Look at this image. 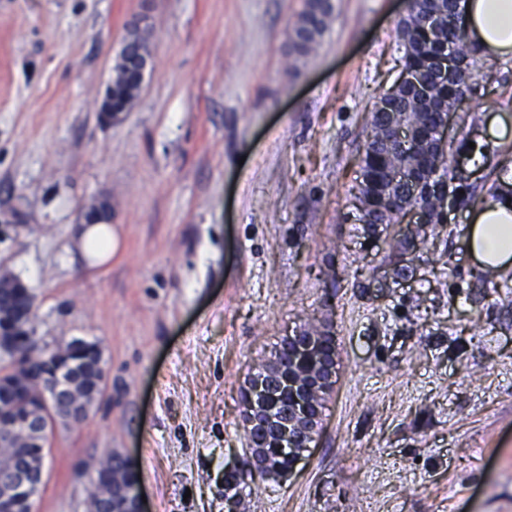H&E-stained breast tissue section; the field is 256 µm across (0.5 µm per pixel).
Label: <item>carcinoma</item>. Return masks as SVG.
<instances>
[{
  "mask_svg": "<svg viewBox=\"0 0 512 512\" xmlns=\"http://www.w3.org/2000/svg\"><path fill=\"white\" fill-rule=\"evenodd\" d=\"M331 17V0H304L289 35L293 68L306 62ZM397 34L404 51V66L414 70L420 81L383 94L371 110L370 134L361 158V180L355 195L360 221L370 229L377 224L401 223L406 207L412 205L425 210L427 223L441 224L445 220V196L470 189V175L453 165L448 148L432 135L438 115L457 109L463 99L457 83L448 78L444 61L464 62L471 67L477 54L462 29L458 0H410ZM396 125L423 131L427 136L402 146L390 140L391 127ZM397 170L414 174L415 183L389 182L388 174ZM418 236L412 229L399 231L388 241V256H402L407 240ZM15 353L16 347L0 344V428L22 416L40 421L38 441L23 442L13 449L15 467L39 473L44 470L56 426H70L75 416L67 404L44 388L33 387L26 392L17 388L20 370ZM291 368H298V359L286 350L278 360L269 359L261 366L268 379L270 404L283 413L288 412L291 403L281 385ZM79 373L90 391L105 385L103 357L88 359ZM299 451L298 447L292 450L267 446L261 449L260 456L269 467L277 468L288 464ZM137 481L138 472L133 464H112V512H132L129 489Z\"/></svg>",
  "mask_w": 512,
  "mask_h": 512,
  "instance_id": "1",
  "label": "carcinoma"
}]
</instances>
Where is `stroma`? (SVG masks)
<instances>
[{
    "label": "stroma",
    "instance_id": "stroma-1",
    "mask_svg": "<svg viewBox=\"0 0 512 512\" xmlns=\"http://www.w3.org/2000/svg\"><path fill=\"white\" fill-rule=\"evenodd\" d=\"M299 71L304 0H0V262L34 291L37 335L98 341L104 397L56 427L36 512H87L84 473L131 456L148 512H224L248 446L241 388L287 331L327 320L341 360L324 430L242 512H512V267L465 245L453 208L431 250L385 260L353 205L370 110L403 68L404 0H331ZM154 68L98 121L130 22ZM452 127L512 114V59L476 57ZM112 203L104 265L75 251ZM330 0H305L303 9L298 13L291 26L290 54L293 57V69L304 64L327 30L332 17Z\"/></svg>",
    "mask_w": 512,
    "mask_h": 512
}]
</instances>
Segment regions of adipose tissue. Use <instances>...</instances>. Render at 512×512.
Returning <instances> with one entry per match:
<instances>
[{"mask_svg":"<svg viewBox=\"0 0 512 512\" xmlns=\"http://www.w3.org/2000/svg\"><path fill=\"white\" fill-rule=\"evenodd\" d=\"M464 26L480 56L512 58V0H461ZM467 249L484 269L512 265V161L497 167L496 186L475 209L466 229ZM77 245L86 257L106 262L116 247L108 224H84Z\"/></svg>","mask_w":512,"mask_h":512,"instance_id":"adipose-tissue-1","label":"adipose tissue"}]
</instances>
